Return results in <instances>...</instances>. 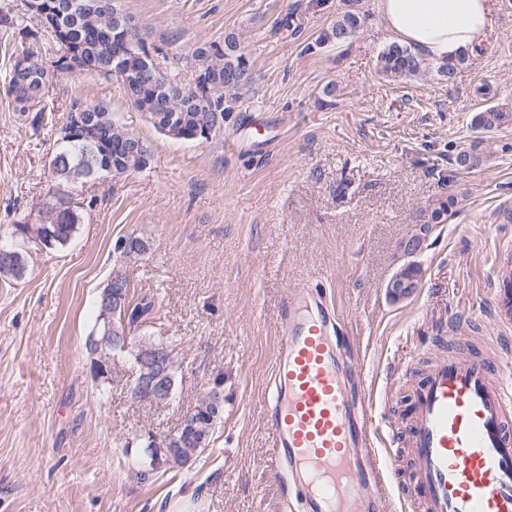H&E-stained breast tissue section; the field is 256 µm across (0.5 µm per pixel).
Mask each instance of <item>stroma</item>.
I'll return each instance as SVG.
<instances>
[{"instance_id": "35a3bbf8", "label": "stroma", "mask_w": 512, "mask_h": 512, "mask_svg": "<svg viewBox=\"0 0 512 512\" xmlns=\"http://www.w3.org/2000/svg\"><path fill=\"white\" fill-rule=\"evenodd\" d=\"M148 44L177 57L235 34L255 75L243 126L211 142L170 139L127 100L120 80L85 74L50 87L106 103L151 150L148 166L102 175L82 190L69 243L27 239L26 276L0 277V512H288L268 454L266 404L280 302L323 291L352 343L372 427L407 437L416 382L446 350L512 345L492 319V262L512 246V125L487 134L485 160L462 172L473 115L512 111V0H495L479 51L452 80L398 81L377 56L395 37L377 0H123ZM366 13L340 47L314 48L347 10ZM0 55V231L37 223L53 183L50 129L34 132L3 90ZM486 85L489 98L477 95ZM455 194L456 213L404 255L423 210ZM147 240L123 258L117 243ZM422 270L402 300L387 282L404 263ZM121 269L155 304L143 335L169 342L171 401L132 398L128 356L112 379L90 373L84 341L99 294ZM222 379L223 415L210 447L181 467L150 468L131 439L164 437ZM407 451L381 473L385 512H420Z\"/></svg>"}]
</instances>
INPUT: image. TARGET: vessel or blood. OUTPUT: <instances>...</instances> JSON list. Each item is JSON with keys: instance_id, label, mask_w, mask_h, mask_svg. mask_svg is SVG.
<instances>
[{"instance_id": "1", "label": "vessel or blood", "mask_w": 512, "mask_h": 512, "mask_svg": "<svg viewBox=\"0 0 512 512\" xmlns=\"http://www.w3.org/2000/svg\"><path fill=\"white\" fill-rule=\"evenodd\" d=\"M498 326H512V249L494 265ZM336 310L286 292L270 376L271 460L301 512H383L382 461L341 365ZM409 446L423 512H512V355L438 356L415 388Z\"/></svg>"}]
</instances>
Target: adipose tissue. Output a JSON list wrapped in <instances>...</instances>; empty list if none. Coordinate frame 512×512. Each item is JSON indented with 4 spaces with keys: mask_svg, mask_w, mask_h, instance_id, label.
Masks as SVG:
<instances>
[{
    "mask_svg": "<svg viewBox=\"0 0 512 512\" xmlns=\"http://www.w3.org/2000/svg\"><path fill=\"white\" fill-rule=\"evenodd\" d=\"M385 25L424 58L472 52L490 18V0H378Z\"/></svg>",
    "mask_w": 512,
    "mask_h": 512,
    "instance_id": "ef3b65f1",
    "label": "adipose tissue"
}]
</instances>
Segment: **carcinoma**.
I'll return each instance as SVG.
<instances>
[{
  "instance_id": "cac0c4a2",
  "label": "carcinoma",
  "mask_w": 512,
  "mask_h": 512,
  "mask_svg": "<svg viewBox=\"0 0 512 512\" xmlns=\"http://www.w3.org/2000/svg\"><path fill=\"white\" fill-rule=\"evenodd\" d=\"M94 0H44L47 14L40 21L44 37L33 35L35 43L21 47L29 52L31 64L26 69L16 67L18 51L9 56L10 68L6 92L11 97L14 110L32 112V128L37 131L46 111V90L66 75L96 74L121 80L125 95L132 105L147 114L155 130H160L152 121V113L163 112L172 123L173 139L205 144L224 133V122L234 117V122L243 120L247 111L249 92L253 81L245 79L252 71L246 54L237 45L232 35L224 37V48L211 42L192 51L194 75L184 83L170 72L157 74L152 79H142L144 63L139 54L130 52L128 46H146L138 24L131 14H126L128 25L117 33L112 29V14L94 10ZM364 22L356 10H347L315 40V45L341 46L352 38ZM61 52L53 65L47 66L39 55L52 50ZM378 65L388 77L412 80L426 73L431 64L418 52L398 42L385 46L378 54ZM93 117L91 131L103 144L102 161L113 165L112 173L123 175L143 170L150 160V150L140 143L137 150L126 149L135 138L114 118L111 109L102 102H90L74 98L70 102ZM512 121V113L495 105L483 108L472 119V127L478 133H491ZM209 126L213 134L209 137H195L199 124ZM87 131L78 129L61 137L56 136L55 151L50 160L55 183L47 193L43 204V220L38 224L26 221L13 225L11 238L0 239V276L7 279H22L28 271L27 252L16 240L29 236L41 237L39 231L49 229L54 233L50 248L65 246L73 236L81 219V206L69 194L74 176L83 171L92 146L86 140ZM480 142L475 141L456 156L459 168L473 170L483 161L478 150ZM457 197L450 193L444 199L430 205V210L441 215L456 213ZM127 302L124 312L112 314V305L98 299V314L95 321L109 315L108 323L101 330L108 334L122 333L129 337L130 348L105 347L90 350V367L103 368L112 362V357L126 353L131 362H137L141 355L169 348V345L151 336H139L137 331L154 319L155 305L146 296L137 297L131 288H126ZM196 432L194 438L177 444L173 438L165 437L156 447L175 455L186 464L196 455L203 453L210 445L220 414L205 396L191 412Z\"/></svg>"
}]
</instances>
